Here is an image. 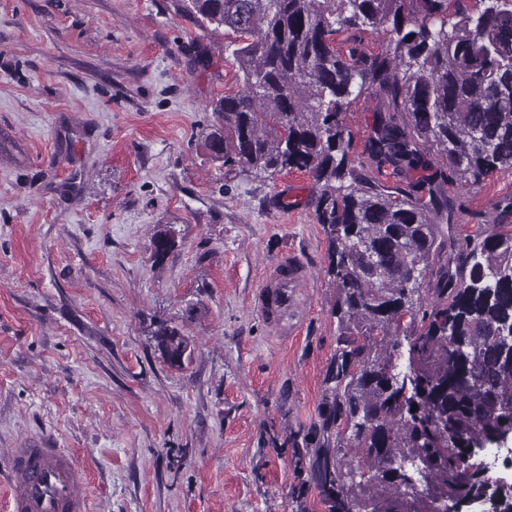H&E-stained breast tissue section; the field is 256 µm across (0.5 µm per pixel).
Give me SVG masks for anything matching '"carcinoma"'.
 I'll list each match as a JSON object with an SVG mask.
<instances>
[{
  "label": "carcinoma",
  "instance_id": "carcinoma-1",
  "mask_svg": "<svg viewBox=\"0 0 512 512\" xmlns=\"http://www.w3.org/2000/svg\"><path fill=\"white\" fill-rule=\"evenodd\" d=\"M476 3L450 15L448 0H185L186 12L239 39L243 89L213 104L211 157L251 180L310 175L333 247L336 315L364 337L333 377L338 439L359 460L318 466L332 512H454L487 486L467 446L512 431V356L497 339L512 327V230L498 224L470 243L469 271L440 272L430 305L419 294L448 178L477 186L512 169V0ZM388 24L391 55L336 47L349 29ZM370 88L380 101L364 153L381 176L424 172L404 188L351 166L342 115ZM152 244L160 260L175 240L160 229ZM406 314L420 318L406 336L417 414L387 377L398 361L389 336ZM152 336L168 365L190 356L178 327L161 321ZM392 461L417 463L425 489L388 478Z\"/></svg>",
  "mask_w": 512,
  "mask_h": 512
}]
</instances>
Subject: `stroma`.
<instances>
[{
  "mask_svg": "<svg viewBox=\"0 0 512 512\" xmlns=\"http://www.w3.org/2000/svg\"><path fill=\"white\" fill-rule=\"evenodd\" d=\"M235 40L183 0H0V512L11 449L39 443L76 459L91 512H329L316 462H356L326 425L351 339L313 181L249 180L204 145L213 100L242 88ZM377 103L343 116L353 162ZM446 190L464 207L437 268L512 225L511 170ZM291 250L307 279L284 338L254 295ZM161 320L189 339L182 367L154 347Z\"/></svg>",
  "mask_w": 512,
  "mask_h": 512,
  "instance_id": "obj_1",
  "label": "stroma"
}]
</instances>
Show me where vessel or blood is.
Masks as SVG:
<instances>
[{"label":"vessel or blood","instance_id":"vessel-or-blood-1","mask_svg":"<svg viewBox=\"0 0 512 512\" xmlns=\"http://www.w3.org/2000/svg\"><path fill=\"white\" fill-rule=\"evenodd\" d=\"M305 274L300 259L287 254L269 268L256 294V307L279 335H295L299 323L293 315V288ZM12 472L7 512H89L86 488L76 481L75 462L56 448H16L10 455Z\"/></svg>","mask_w":512,"mask_h":512}]
</instances>
